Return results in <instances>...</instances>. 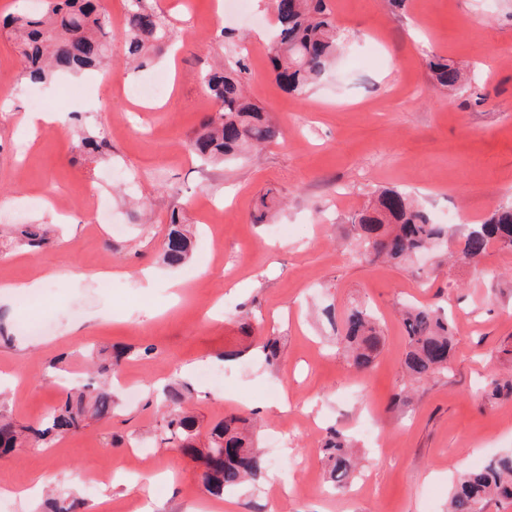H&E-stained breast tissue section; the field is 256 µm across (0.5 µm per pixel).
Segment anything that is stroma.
Instances as JSON below:
<instances>
[{
	"label": "stroma",
	"instance_id": "35a3bbf8",
	"mask_svg": "<svg viewBox=\"0 0 512 512\" xmlns=\"http://www.w3.org/2000/svg\"><path fill=\"white\" fill-rule=\"evenodd\" d=\"M212 2L149 0L174 31L175 53L139 71L114 60L105 77L30 84L0 29V284L63 274L32 307L0 293V412L38 425L67 380L88 381L93 355L128 352L111 420L0 459V512H44V496H20L39 481L82 495L85 512H198L210 500L201 466L161 440L156 393L172 381L190 384L201 431L228 412L263 422L269 478L225 494L232 512H445L456 471L512 452V397L484 392L512 374V249L493 245L473 263L453 256L471 225L512 203V0H328L341 45L303 96L272 73V0L220 17ZM237 54L250 97L284 139L204 166L188 150L216 110L202 75ZM433 59L467 71L469 89L434 87ZM155 70L169 87L144 108L128 89ZM82 84L90 97L62 100ZM36 94L60 101L63 122L32 137L22 119ZM80 126L107 128L110 151L79 154ZM386 188L418 196L447 240L397 266L364 260L349 218ZM266 193L271 217L254 223ZM175 210L195 231L185 268L162 261ZM20 224L43 225L48 244H14ZM276 225L287 236L273 235ZM146 271L156 288H141ZM357 304L383 329L364 372L333 340ZM408 304L456 326L448 372L415 384L402 370ZM243 310L250 334L280 336L277 369L252 352L224 361L249 334ZM148 345L153 354L141 358ZM404 386L408 397L394 400ZM331 427L353 439L362 464L336 492L321 452ZM74 469L86 476L77 488Z\"/></svg>",
	"mask_w": 512,
	"mask_h": 512
}]
</instances>
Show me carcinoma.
<instances>
[{"label":"carcinoma","mask_w":512,"mask_h":512,"mask_svg":"<svg viewBox=\"0 0 512 512\" xmlns=\"http://www.w3.org/2000/svg\"><path fill=\"white\" fill-rule=\"evenodd\" d=\"M38 3L39 8L4 21L19 49L22 72L30 81L44 82L59 74L112 66V24L95 0ZM339 39L326 0H276L272 45L275 80L297 95L306 93L335 59ZM173 41L172 31L149 0H127L122 37L125 64L141 67L148 60L154 61ZM430 69L433 80L443 88L458 90L467 83L465 75L446 61H433ZM245 71L243 59L238 58L204 73L205 86L218 110L204 117L190 149L205 163L244 157L254 148L278 143L282 137L280 127L264 108L246 96L242 81ZM77 148L88 154L108 150L106 133L99 130L81 137ZM354 224L363 256L371 262H405L448 236L446 226L433 222L414 198L392 189L381 191L372 207L354 217ZM18 234L32 249L46 242L38 224H22ZM495 243L512 247V205L499 208L475 225L464 236L460 252L464 259L476 261ZM162 258L172 267L183 266L191 259L190 230L176 213L170 217ZM403 325L407 335L404 373L420 382L448 371L456 343L453 320L436 310L414 307L403 315ZM336 340L359 370L371 367L383 345L380 325L363 306L352 308L344 317ZM262 352L267 365H275L280 357L278 337H265ZM123 357L124 351L113 350L112 357L99 367L100 374L109 381L88 382L71 389L37 427L20 426L0 414V457L75 433L90 419L111 417L116 397L110 379ZM188 393L186 384L165 388L161 401L164 428L168 439L179 442L182 452L202 459L206 490L219 496L259 481L266 463L256 446L252 419L239 412L224 415L208 432L203 452L196 446L197 418L184 408ZM323 453L328 482L334 488L345 487L358 470L348 437L336 429L329 430ZM500 498L512 500L511 453L493 457L479 469L460 473L448 497V512H485L489 502ZM84 505V500L75 494L57 496L50 501L48 512H82Z\"/></svg>","instance_id":"carcinoma-1"}]
</instances>
